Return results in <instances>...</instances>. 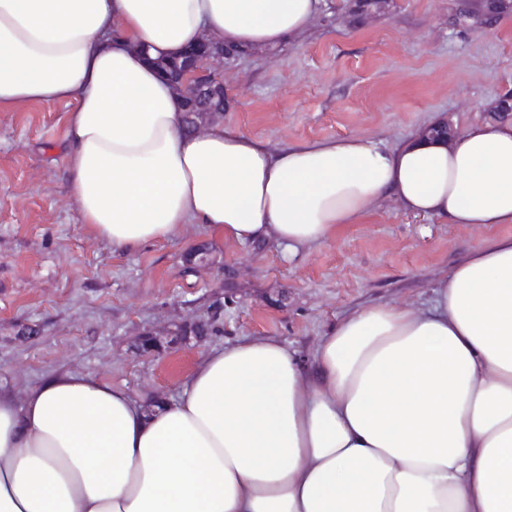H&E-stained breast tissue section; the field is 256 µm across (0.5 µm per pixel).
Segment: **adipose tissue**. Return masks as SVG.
Wrapping results in <instances>:
<instances>
[{
	"label": "adipose tissue",
	"mask_w": 512,
	"mask_h": 512,
	"mask_svg": "<svg viewBox=\"0 0 512 512\" xmlns=\"http://www.w3.org/2000/svg\"><path fill=\"white\" fill-rule=\"evenodd\" d=\"M320 0H0V110L71 104L83 221L134 254L186 224L284 254L382 201L450 224H512V121L383 149L270 148L191 128L154 65L215 38L302 35ZM0 512H512V235L472 247L427 305L376 304L312 362L247 339L151 407L85 373L0 390Z\"/></svg>",
	"instance_id": "adipose-tissue-1"
}]
</instances>
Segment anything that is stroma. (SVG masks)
I'll return each instance as SVG.
<instances>
[{
    "label": "stroma",
    "instance_id": "35a3bbf8",
    "mask_svg": "<svg viewBox=\"0 0 512 512\" xmlns=\"http://www.w3.org/2000/svg\"><path fill=\"white\" fill-rule=\"evenodd\" d=\"M322 0L300 39L211 62L220 120L270 147L361 137L383 148L436 123L495 119L512 93V12L492 22L466 0ZM65 102L0 112V388L86 373L147 399L175 397L212 349L274 338L310 359L355 310L428 304L465 250L512 234L415 215L385 201L358 223L285 257L187 224L132 255L84 223L67 177Z\"/></svg>",
    "mask_w": 512,
    "mask_h": 512
}]
</instances>
